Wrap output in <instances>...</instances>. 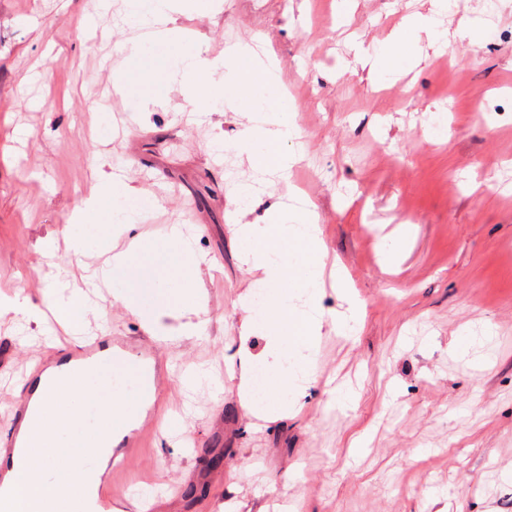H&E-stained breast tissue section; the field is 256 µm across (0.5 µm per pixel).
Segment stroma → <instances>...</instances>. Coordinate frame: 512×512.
<instances>
[{
	"label": "stroma",
	"mask_w": 512,
	"mask_h": 512,
	"mask_svg": "<svg viewBox=\"0 0 512 512\" xmlns=\"http://www.w3.org/2000/svg\"><path fill=\"white\" fill-rule=\"evenodd\" d=\"M129 0H0V304L56 298L45 249L79 287L111 244L77 252L72 211L111 169L152 191L138 231L182 224L207 261L203 339L167 343L100 288L83 329L153 360L155 399L112 473V494L150 486L138 512H512V0H222L172 25L204 57L261 49L297 105L301 162L238 213L256 172L233 143L254 124L228 99L193 111L168 82L167 55L120 44L147 30L115 18ZM405 70L377 51L407 18ZM103 133L91 130L90 108ZM440 112L446 140H434ZM302 194L327 260L364 311L348 340L325 331L320 373L273 422L251 416L232 376L238 295L255 279L240 224L266 222ZM409 233L392 263L382 243ZM59 330L0 317V406L21 372L57 354ZM212 378L187 389L188 369Z\"/></svg>",
	"instance_id": "stroma-1"
}]
</instances>
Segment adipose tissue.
Here are the masks:
<instances>
[{"label":"adipose tissue","mask_w":512,"mask_h":512,"mask_svg":"<svg viewBox=\"0 0 512 512\" xmlns=\"http://www.w3.org/2000/svg\"><path fill=\"white\" fill-rule=\"evenodd\" d=\"M112 200V228L94 235L78 234L76 246L100 244L108 237L128 236L125 250L112 256V266L105 277L118 280L120 286L113 301L139 320L158 330L162 340L176 343L185 338L204 336L207 308L200 279L201 257L194 242L185 236L181 225H171L160 240L134 235L133 230L142 212L155 208L154 199L136 194L122 186L116 175H107L96 193L71 215L75 224L90 223L101 202ZM179 319L178 327L164 329L163 317Z\"/></svg>","instance_id":"adipose-tissue-1"}]
</instances>
